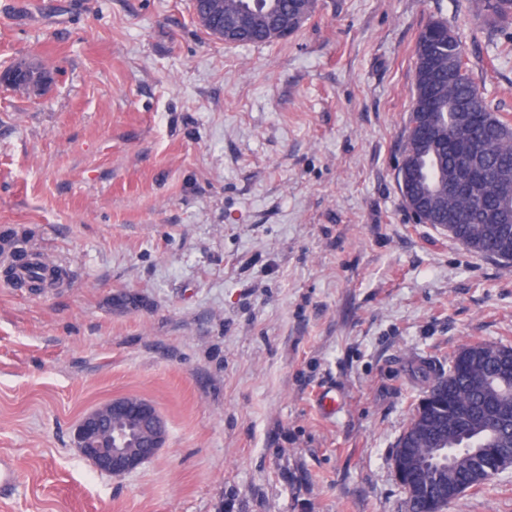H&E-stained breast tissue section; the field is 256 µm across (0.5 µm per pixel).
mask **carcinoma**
<instances>
[{
	"label": "carcinoma",
	"mask_w": 512,
	"mask_h": 512,
	"mask_svg": "<svg viewBox=\"0 0 512 512\" xmlns=\"http://www.w3.org/2000/svg\"><path fill=\"white\" fill-rule=\"evenodd\" d=\"M315 0H224V19L247 14L248 45L276 42L298 32ZM468 9L490 34L512 25V0H468ZM459 35L442 19L420 30L415 46L412 108L404 129L405 163L430 161L429 181L400 188L403 198L424 191L436 198L431 224L448 225V235L487 258L512 252V218L498 187L512 191V119L492 107L466 62ZM5 86L22 96L40 94L52 72L39 61L9 67ZM461 167L475 174L462 192L448 190ZM431 456L447 449V462L464 460L459 481L483 483L495 476L502 452L512 449V345L467 342L448 365L430 373L428 389L411 413L393 454L409 512H441L445 494L434 473L399 466L404 449Z\"/></svg>",
	"instance_id": "cac0c4a2"
}]
</instances>
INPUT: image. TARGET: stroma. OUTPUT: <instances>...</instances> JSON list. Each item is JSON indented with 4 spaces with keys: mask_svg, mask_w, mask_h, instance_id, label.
Here are the masks:
<instances>
[{
    "mask_svg": "<svg viewBox=\"0 0 512 512\" xmlns=\"http://www.w3.org/2000/svg\"><path fill=\"white\" fill-rule=\"evenodd\" d=\"M434 16L512 114V27L488 36L463 0H317L249 46L191 0H0V70L53 73L30 99L0 85V234L64 270L40 292L0 277V512H406L418 366L512 345V267L416 223L397 184ZM125 394L168 437L115 479L72 429ZM446 512H512V471Z\"/></svg>",
    "mask_w": 512,
    "mask_h": 512,
    "instance_id": "35a3bbf8",
    "label": "stroma"
}]
</instances>
